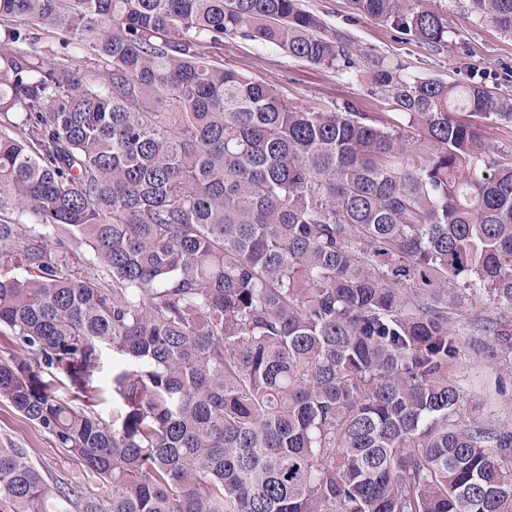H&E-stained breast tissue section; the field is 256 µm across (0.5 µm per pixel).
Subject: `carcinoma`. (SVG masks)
<instances>
[{"mask_svg":"<svg viewBox=\"0 0 512 512\" xmlns=\"http://www.w3.org/2000/svg\"><path fill=\"white\" fill-rule=\"evenodd\" d=\"M470 2L512 34V0ZM352 4L448 38L423 0ZM226 36L358 67L302 0H0V398L81 465L54 483L0 448V502L512 512V431L448 424L447 299L461 281L512 308V162L461 118L512 125V98L374 60L411 140L349 103L288 105L218 61ZM106 350L125 362L110 421ZM120 365L121 361L112 357V352L105 351L94 375L93 385L103 390L101 401L94 407V410L107 421L112 420V411L116 407V403L112 401V394L109 391V383L112 378V371Z\"/></svg>","mask_w":512,"mask_h":512,"instance_id":"carcinoma-1","label":"carcinoma"}]
</instances>
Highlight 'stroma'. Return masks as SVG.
Wrapping results in <instances>:
<instances>
[{
    "label": "stroma",
    "instance_id": "stroma-1",
    "mask_svg": "<svg viewBox=\"0 0 512 512\" xmlns=\"http://www.w3.org/2000/svg\"><path fill=\"white\" fill-rule=\"evenodd\" d=\"M327 25L342 31L362 60L358 73L347 76L288 56L258 41L225 38V65L246 76L273 84L294 106L331 110L348 102L368 113L379 125L400 127L420 137L391 95L371 81L367 61L379 57L398 66L403 75L464 83L473 73L487 76V87L512 97V35L474 15L468 0H434L448 16V38L432 49L390 26L355 16L350 0H304ZM512 324V308L463 284L448 286V327L457 332L463 353L449 378L460 389V401L450 418L454 427L478 425L496 433L512 428V336L501 335ZM0 447L18 448L45 476L62 482L78 477L80 467L58 448L53 436L0 400Z\"/></svg>",
    "mask_w": 512,
    "mask_h": 512
}]
</instances>
